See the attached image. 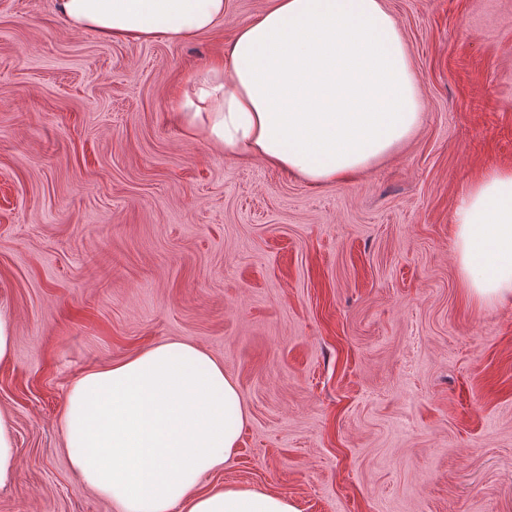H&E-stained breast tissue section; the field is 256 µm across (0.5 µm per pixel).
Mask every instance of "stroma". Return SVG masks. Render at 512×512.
<instances>
[{"mask_svg":"<svg viewBox=\"0 0 512 512\" xmlns=\"http://www.w3.org/2000/svg\"><path fill=\"white\" fill-rule=\"evenodd\" d=\"M425 105L396 152L312 186L183 137L166 100L222 28L114 42L0 0V306L16 439L0 512H122L63 448L72 378L166 341L224 365L246 423L202 485L300 512H512V302L470 296L449 216L512 165V0H385ZM13 347V319L7 310L0 307V361L11 357Z\"/></svg>","mask_w":512,"mask_h":512,"instance_id":"obj_1","label":"stroma"}]
</instances>
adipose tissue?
Instances as JSON below:
<instances>
[{
    "label": "adipose tissue",
    "mask_w": 512,
    "mask_h": 512,
    "mask_svg": "<svg viewBox=\"0 0 512 512\" xmlns=\"http://www.w3.org/2000/svg\"><path fill=\"white\" fill-rule=\"evenodd\" d=\"M229 0H57L69 26L138 43L221 25ZM168 108L190 140L320 186L396 150L424 120L408 45L383 0H270L222 57L189 69ZM450 224L465 287L512 300V165L474 177ZM246 415L224 366L183 342L91 368L69 386L64 450L123 512H299L287 497L198 490L237 451Z\"/></svg>",
    "instance_id": "ef3b65f1"
}]
</instances>
